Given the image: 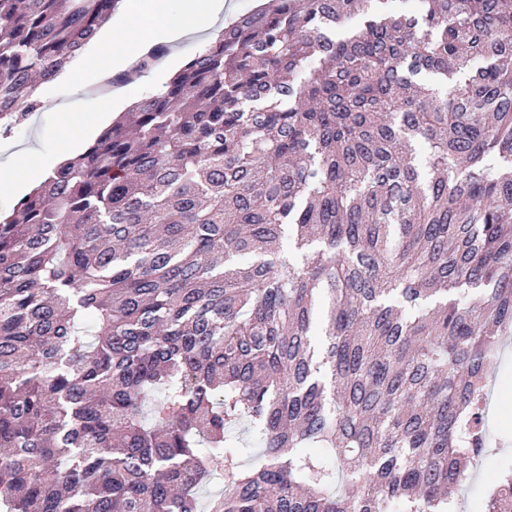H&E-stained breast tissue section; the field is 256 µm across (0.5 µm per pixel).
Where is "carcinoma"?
I'll list each match as a JSON object with an SVG mask.
<instances>
[{"label":"carcinoma","mask_w":512,"mask_h":512,"mask_svg":"<svg viewBox=\"0 0 512 512\" xmlns=\"http://www.w3.org/2000/svg\"><path fill=\"white\" fill-rule=\"evenodd\" d=\"M120 2L0 0L3 132ZM413 2L266 0L0 216V512H459L512 335V0Z\"/></svg>","instance_id":"carcinoma-1"}]
</instances>
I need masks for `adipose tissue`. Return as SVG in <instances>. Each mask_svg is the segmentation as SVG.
<instances>
[{"label":"adipose tissue","instance_id":"adipose-tissue-1","mask_svg":"<svg viewBox=\"0 0 512 512\" xmlns=\"http://www.w3.org/2000/svg\"><path fill=\"white\" fill-rule=\"evenodd\" d=\"M121 14L94 43L80 62L64 67L59 80L77 83L80 67L94 69L102 79L134 68L138 60L160 43H173L207 28L210 19L227 13L228 0H183L179 11H171L168 0H123ZM131 91L113 90L102 110L91 115L62 109L61 124L67 136L65 146L53 160L62 165L73 159L76 148L90 140L112 120L113 111L128 107Z\"/></svg>","mask_w":512,"mask_h":512}]
</instances>
